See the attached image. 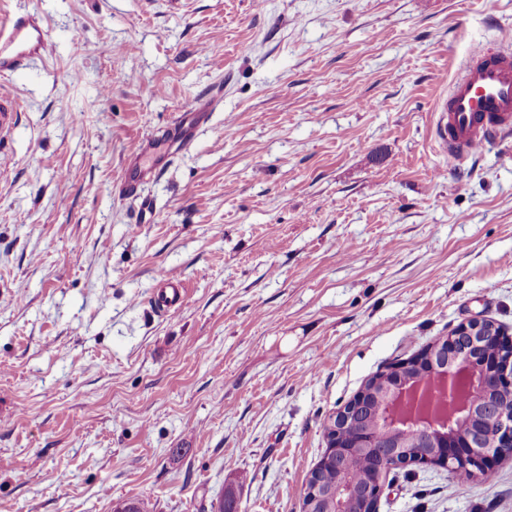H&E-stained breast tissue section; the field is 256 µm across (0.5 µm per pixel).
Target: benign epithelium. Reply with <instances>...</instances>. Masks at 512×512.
Segmentation results:
<instances>
[{
	"instance_id": "7a95c632",
	"label": "benign epithelium",
	"mask_w": 512,
	"mask_h": 512,
	"mask_svg": "<svg viewBox=\"0 0 512 512\" xmlns=\"http://www.w3.org/2000/svg\"><path fill=\"white\" fill-rule=\"evenodd\" d=\"M430 381L442 385L445 394L454 397L476 425L457 432L436 423L441 399L424 394ZM489 386L512 398V340L505 339L493 321L471 318L420 353L389 366L373 384L363 386L334 412L326 430L329 453L339 459L350 448L372 447L370 431L348 442L344 428L355 412L374 401L375 416L386 433L389 469L452 463L476 477L503 456L504 449H512V414L503 413L489 402L472 400ZM339 470L334 488L322 486L318 472L312 471L302 512H317L333 498L336 512H349V505L358 498L372 503L370 512H377L386 476L359 486L344 466Z\"/></svg>"
}]
</instances>
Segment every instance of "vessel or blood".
Listing matches in <instances>:
<instances>
[{"label":"vessel or blood","instance_id":"vessel-or-blood-1","mask_svg":"<svg viewBox=\"0 0 512 512\" xmlns=\"http://www.w3.org/2000/svg\"><path fill=\"white\" fill-rule=\"evenodd\" d=\"M49 47L48 32L37 15L12 10L6 0H0V127L7 116L23 109L22 101L8 89L12 78L32 59L44 56ZM441 109L447 118L437 123L435 140L457 164L500 134L512 131V51L499 46L475 47ZM186 298L180 276L159 272L153 293L159 310H176Z\"/></svg>","mask_w":512,"mask_h":512}]
</instances>
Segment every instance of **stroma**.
Returning a JSON list of instances; mask_svg holds the SVG:
<instances>
[{"mask_svg": "<svg viewBox=\"0 0 512 512\" xmlns=\"http://www.w3.org/2000/svg\"><path fill=\"white\" fill-rule=\"evenodd\" d=\"M14 6L51 51L0 130V512H300L368 378L476 316L512 335V133L463 166L434 139L512 0ZM215 85L175 159L130 157ZM378 510L512 512V455L464 491L412 466ZM159 288L153 293V302L163 312H170L181 307L187 298L184 281L177 274L162 271L158 274Z\"/></svg>", "mask_w": 512, "mask_h": 512, "instance_id": "35a3bbf8", "label": "stroma"}]
</instances>
